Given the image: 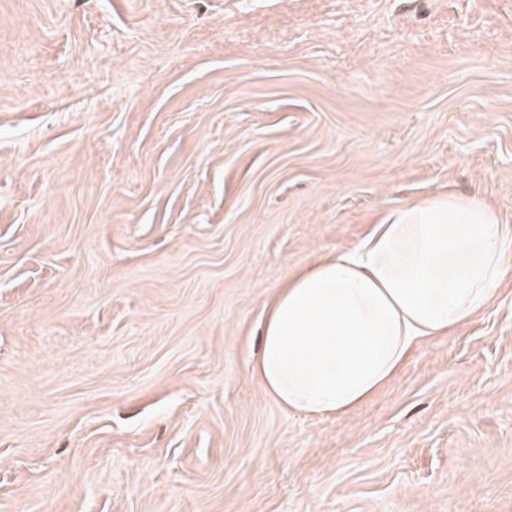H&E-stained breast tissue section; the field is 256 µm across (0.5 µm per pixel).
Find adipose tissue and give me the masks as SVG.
Instances as JSON below:
<instances>
[{"label":"adipose tissue","mask_w":512,"mask_h":512,"mask_svg":"<svg viewBox=\"0 0 512 512\" xmlns=\"http://www.w3.org/2000/svg\"><path fill=\"white\" fill-rule=\"evenodd\" d=\"M512 269V227L477 196L387 211L358 245L288 278L266 304L253 372L291 411L343 417L420 342L488 308Z\"/></svg>","instance_id":"ef3b65f1"}]
</instances>
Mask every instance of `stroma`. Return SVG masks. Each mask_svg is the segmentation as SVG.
<instances>
[{
	"mask_svg": "<svg viewBox=\"0 0 512 512\" xmlns=\"http://www.w3.org/2000/svg\"><path fill=\"white\" fill-rule=\"evenodd\" d=\"M450 190L512 225V0H0V512H512V271L343 419L252 372Z\"/></svg>",
	"mask_w": 512,
	"mask_h": 512,
	"instance_id": "stroma-1",
	"label": "stroma"
}]
</instances>
